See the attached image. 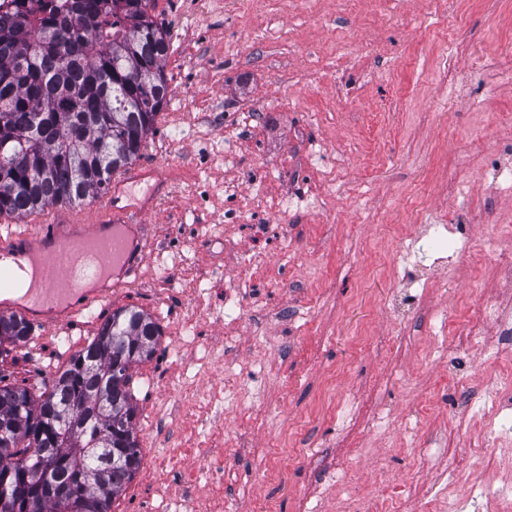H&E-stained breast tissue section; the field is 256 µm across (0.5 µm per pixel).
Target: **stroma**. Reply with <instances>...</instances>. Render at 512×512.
I'll return each mask as SVG.
<instances>
[{"mask_svg":"<svg viewBox=\"0 0 512 512\" xmlns=\"http://www.w3.org/2000/svg\"><path fill=\"white\" fill-rule=\"evenodd\" d=\"M152 13L171 40L169 93L139 160L175 181L143 219L153 249L111 304L62 332L33 326L0 373L43 394L119 308L149 314L164 346L200 322L204 347L130 371L143 460L112 512H138L153 461L176 448L207 485L201 441L223 449L226 512H322L317 488L342 500L384 485L416 512L447 484L456 426L483 433L494 416L461 415L462 401L512 371L494 319L457 351L512 264V190L490 165H512V0H155ZM433 224L463 225L474 260L389 253Z\"/></svg>","mask_w":512,"mask_h":512,"instance_id":"1","label":"stroma"}]
</instances>
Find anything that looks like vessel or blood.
<instances>
[{
  "label": "vessel or blood",
  "instance_id": "1",
  "mask_svg": "<svg viewBox=\"0 0 512 512\" xmlns=\"http://www.w3.org/2000/svg\"><path fill=\"white\" fill-rule=\"evenodd\" d=\"M170 185L157 165L143 163L113 181L106 214L95 222L64 216L0 237V314L65 329L82 311L110 300L139 274L150 251L137 216L156 210L161 189ZM21 269L30 284L16 299L4 286Z\"/></svg>",
  "mask_w": 512,
  "mask_h": 512
}]
</instances>
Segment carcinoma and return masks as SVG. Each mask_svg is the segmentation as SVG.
Returning <instances> with one entry per match:
<instances>
[{
	"label": "carcinoma",
	"mask_w": 512,
	"mask_h": 512,
	"mask_svg": "<svg viewBox=\"0 0 512 512\" xmlns=\"http://www.w3.org/2000/svg\"><path fill=\"white\" fill-rule=\"evenodd\" d=\"M18 2L0 21V216L16 218L106 194L169 92V40L151 0ZM30 335L26 321L0 316V345ZM159 336L149 315L118 309L41 399L0 376V512H111L142 461L130 369ZM64 412L55 439L39 438ZM44 465L45 486L19 484Z\"/></svg>",
	"instance_id": "obj_1"
}]
</instances>
